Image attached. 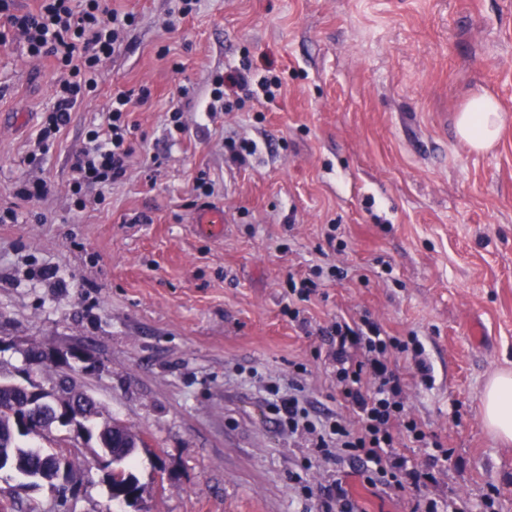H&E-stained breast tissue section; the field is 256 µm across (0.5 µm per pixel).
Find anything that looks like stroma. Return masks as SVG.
I'll list each match as a JSON object with an SVG mask.
<instances>
[{
  "label": "stroma",
  "instance_id": "35a3bbf8",
  "mask_svg": "<svg viewBox=\"0 0 512 512\" xmlns=\"http://www.w3.org/2000/svg\"><path fill=\"white\" fill-rule=\"evenodd\" d=\"M108 5L138 23L46 155L32 151L55 63L0 43V209L19 216L0 223V374L21 381L31 341L90 349L98 366L75 380L151 447L137 454L143 512H318L305 490L336 467L307 464L265 387L301 363L315 410L342 412L323 330L368 314L417 335L433 369L432 387L407 392L453 451L432 495L477 512L494 488L496 512H512V444L480 412L488 378L512 369V0H199L185 18L178 0ZM245 62L280 95L240 91L207 113L216 76ZM142 86L125 176L76 208L87 131L115 89ZM479 87L509 116L483 153L455 129ZM230 137L256 153L235 159ZM42 180L46 197L16 196ZM207 206L222 234L196 224ZM316 268L293 321L287 279ZM103 477L62 497L1 471L0 512H106ZM348 482L368 512H410L412 493Z\"/></svg>",
  "mask_w": 512,
  "mask_h": 512
}]
</instances>
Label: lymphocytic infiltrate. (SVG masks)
<instances>
[{"instance_id":"obj_1","label":"lymphocytic infiltrate","mask_w":512,"mask_h":512,"mask_svg":"<svg viewBox=\"0 0 512 512\" xmlns=\"http://www.w3.org/2000/svg\"><path fill=\"white\" fill-rule=\"evenodd\" d=\"M0 16L8 29L0 41L21 44L29 57L53 58L62 73L55 88L54 104L36 136L40 153H47L70 112L99 83L103 59L118 53L136 17L103 5L102 0H38L36 10L18 12L14 0H0ZM147 87L118 89L112 94L106 124L89 131V148L76 155L72 165V188L77 208H84L83 187L106 189L126 172L132 153L133 127L127 117L132 102H146ZM333 363L336 388L357 416L348 423L340 416L311 418L299 395L300 387L289 382L287 394L278 397L274 410L289 431H304L316 458L349 460L354 475L371 486L395 491L433 480L429 466L441 443L427 432L405 408L406 382L393 368V353H411V377L431 384V369L423 357L417 337L402 340L387 335L375 320L362 316L354 321L338 320L325 331ZM409 448L428 449V468L415 466L406 456Z\"/></svg>"}]
</instances>
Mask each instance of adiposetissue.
I'll return each mask as SVG.
<instances>
[{
  "instance_id": "obj_1",
  "label": "adipose tissue",
  "mask_w": 512,
  "mask_h": 512,
  "mask_svg": "<svg viewBox=\"0 0 512 512\" xmlns=\"http://www.w3.org/2000/svg\"><path fill=\"white\" fill-rule=\"evenodd\" d=\"M505 121L506 115L498 100L488 93H477L457 116V136L470 149L483 151L498 142ZM480 411L491 435L500 441L512 442V370H500L488 379Z\"/></svg>"
}]
</instances>
